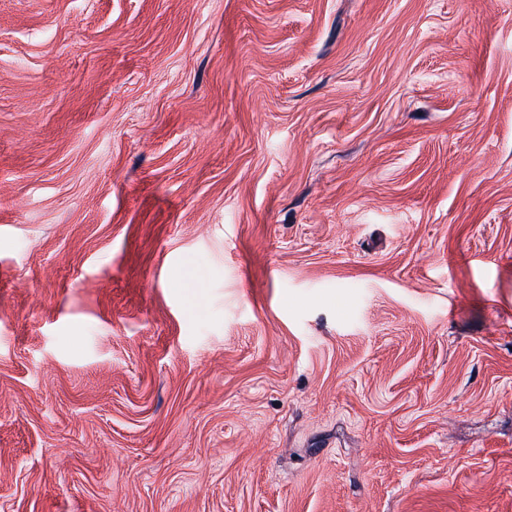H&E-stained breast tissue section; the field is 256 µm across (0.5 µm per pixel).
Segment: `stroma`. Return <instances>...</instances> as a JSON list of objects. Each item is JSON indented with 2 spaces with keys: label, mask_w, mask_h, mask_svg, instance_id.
Instances as JSON below:
<instances>
[{
  "label": "stroma",
  "mask_w": 512,
  "mask_h": 512,
  "mask_svg": "<svg viewBox=\"0 0 512 512\" xmlns=\"http://www.w3.org/2000/svg\"><path fill=\"white\" fill-rule=\"evenodd\" d=\"M0 512H512V0H0Z\"/></svg>",
  "instance_id": "obj_1"
}]
</instances>
